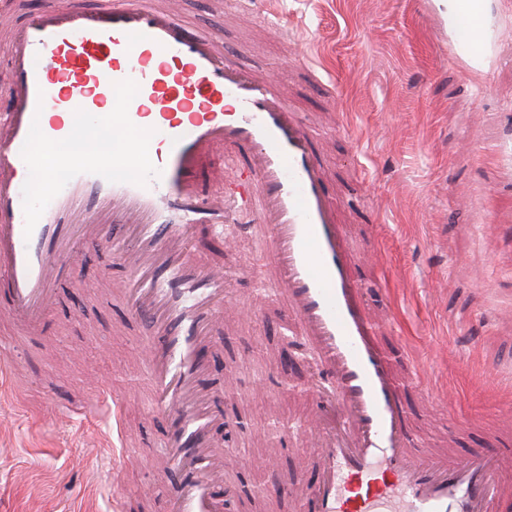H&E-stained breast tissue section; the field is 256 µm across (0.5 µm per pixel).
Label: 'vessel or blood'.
I'll return each instance as SVG.
<instances>
[{"label":"vessel or blood","instance_id":"obj_1","mask_svg":"<svg viewBox=\"0 0 512 512\" xmlns=\"http://www.w3.org/2000/svg\"><path fill=\"white\" fill-rule=\"evenodd\" d=\"M454 42L482 63L502 32L487 34L478 0H460ZM11 93L0 108V321L37 331L72 279L71 257L109 250L122 275L114 297L146 330L152 407L174 481L168 512H223L238 458L214 438L224 392L205 352L230 310L221 259L199 249L223 237L235 206L253 214L238 234L270 264L264 292L283 297L313 358L304 426L320 473L298 512H512V445L465 456L427 447L411 428L406 392L417 378L386 336L389 315L368 298L360 255L328 189L312 129L270 75L233 63L219 41L193 30L173 0H44L0 24ZM113 104L112 130L150 157L126 174L129 153L83 144L57 171L42 145L66 139L61 116ZM38 184L46 203L26 205ZM127 399L100 395L122 425Z\"/></svg>","mask_w":512,"mask_h":512}]
</instances>
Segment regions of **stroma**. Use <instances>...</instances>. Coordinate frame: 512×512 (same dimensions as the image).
I'll return each mask as SVG.
<instances>
[{"label": "stroma", "mask_w": 512, "mask_h": 512, "mask_svg": "<svg viewBox=\"0 0 512 512\" xmlns=\"http://www.w3.org/2000/svg\"><path fill=\"white\" fill-rule=\"evenodd\" d=\"M265 22H241L242 11ZM448 0H182V17L217 32L246 69L288 86L296 112L315 125L322 160L338 192L368 188L347 223L372 260L363 274L372 303L387 299L390 332L423 384L411 396L414 427L428 447H495L512 412V38L482 67L433 27ZM305 39L311 61L289 54ZM229 275L224 293L239 312L225 318L213 354L215 377L234 396L229 415L248 420L253 437L238 486L268 496L243 498L235 512H295L297 491L314 475L307 448H282L270 425L301 426L309 409L311 368L300 343H288L286 307L260 298L255 277L237 266L265 259L241 240L206 241ZM78 274L40 334L0 328L19 379L0 399V512H114L117 497L139 494L138 512H164L169 475L158 474L160 418L149 408L139 327L111 296V256L77 254ZM295 385L290 397L280 382ZM128 396L138 428L124 446L100 389ZM455 394L454 408L444 401ZM79 399L82 415L54 413Z\"/></svg>", "instance_id": "1"}]
</instances>
